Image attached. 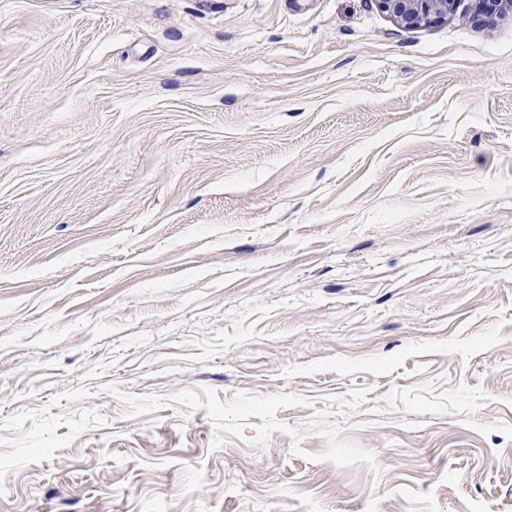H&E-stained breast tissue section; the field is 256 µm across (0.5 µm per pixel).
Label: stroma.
I'll list each match as a JSON object with an SVG mask.
<instances>
[{"label":"stroma","instance_id":"stroma-1","mask_svg":"<svg viewBox=\"0 0 512 512\" xmlns=\"http://www.w3.org/2000/svg\"><path fill=\"white\" fill-rule=\"evenodd\" d=\"M0 0V512H512V9ZM397 25L418 29L443 22L455 11L457 0H376Z\"/></svg>","mask_w":512,"mask_h":512}]
</instances>
